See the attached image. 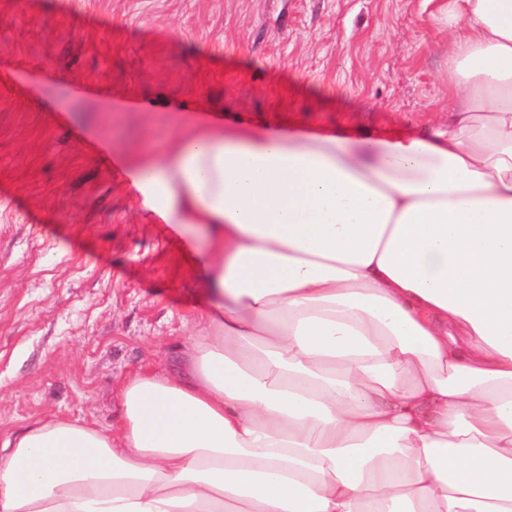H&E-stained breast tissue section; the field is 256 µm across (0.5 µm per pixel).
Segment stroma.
Wrapping results in <instances>:
<instances>
[{"mask_svg":"<svg viewBox=\"0 0 512 512\" xmlns=\"http://www.w3.org/2000/svg\"><path fill=\"white\" fill-rule=\"evenodd\" d=\"M446 0H0V429H100L193 331L203 257L127 159L176 116L387 138L447 129Z\"/></svg>","mask_w":512,"mask_h":512,"instance_id":"35a3bbf8","label":"stroma"}]
</instances>
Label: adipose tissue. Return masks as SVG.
<instances>
[{"label": "adipose tissue", "mask_w": 512, "mask_h": 512, "mask_svg": "<svg viewBox=\"0 0 512 512\" xmlns=\"http://www.w3.org/2000/svg\"><path fill=\"white\" fill-rule=\"evenodd\" d=\"M448 129L179 119L130 161L203 248L182 355L117 430L0 438V512H512V0H448Z\"/></svg>", "instance_id": "1"}]
</instances>
